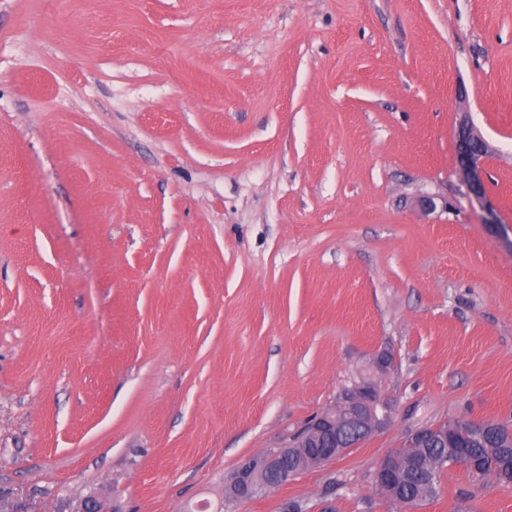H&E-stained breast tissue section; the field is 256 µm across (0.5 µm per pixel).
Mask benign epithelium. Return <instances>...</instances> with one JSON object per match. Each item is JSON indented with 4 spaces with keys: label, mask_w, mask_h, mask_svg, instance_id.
I'll return each instance as SVG.
<instances>
[{
    "label": "benign epithelium",
    "mask_w": 512,
    "mask_h": 512,
    "mask_svg": "<svg viewBox=\"0 0 512 512\" xmlns=\"http://www.w3.org/2000/svg\"><path fill=\"white\" fill-rule=\"evenodd\" d=\"M491 153L490 145L477 132L468 119L460 120L456 134V155L460 180L466 188L470 202L484 212L487 224H498L497 212L492 197L487 191L486 163ZM319 427L311 429L316 438L330 431L345 427L349 433L334 438L332 447L311 462L318 467L357 446L367 437L386 429L391 422V408L381 401L374 387L365 381L344 390L338 399L324 410ZM290 452V444L274 448L263 455L259 468L278 477L279 483L286 482L291 473L283 468V461ZM230 491L244 499L254 492L251 480L239 472L230 485Z\"/></svg>",
    "instance_id": "benign-epithelium-1"
}]
</instances>
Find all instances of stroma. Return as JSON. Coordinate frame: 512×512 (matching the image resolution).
<instances>
[{"instance_id":"1","label":"stroma","mask_w":512,"mask_h":512,"mask_svg":"<svg viewBox=\"0 0 512 512\" xmlns=\"http://www.w3.org/2000/svg\"><path fill=\"white\" fill-rule=\"evenodd\" d=\"M464 111L512 227V0H0V497L512 512L454 465L415 507L375 486L414 428L512 425V248L464 195ZM364 379L386 429L225 502Z\"/></svg>"}]
</instances>
